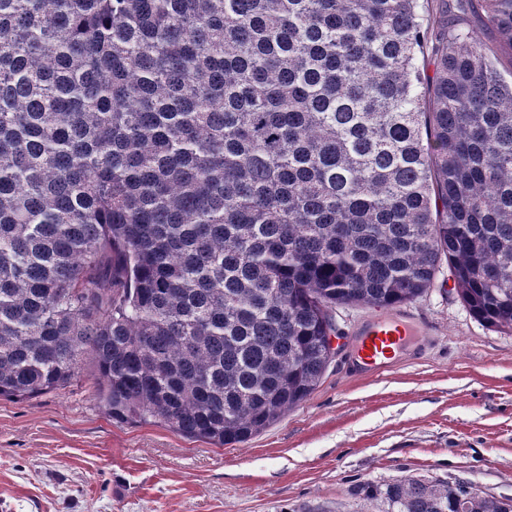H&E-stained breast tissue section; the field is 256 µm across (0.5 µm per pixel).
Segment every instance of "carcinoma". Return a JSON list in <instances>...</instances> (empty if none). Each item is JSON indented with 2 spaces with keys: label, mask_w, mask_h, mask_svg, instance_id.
I'll use <instances>...</instances> for the list:
<instances>
[{
  "label": "carcinoma",
  "mask_w": 512,
  "mask_h": 512,
  "mask_svg": "<svg viewBox=\"0 0 512 512\" xmlns=\"http://www.w3.org/2000/svg\"><path fill=\"white\" fill-rule=\"evenodd\" d=\"M512 0H0V397L80 377L222 447L304 402L342 305L441 263L512 329ZM388 512H506L357 485Z\"/></svg>",
  "instance_id": "cac0c4a2"
}]
</instances>
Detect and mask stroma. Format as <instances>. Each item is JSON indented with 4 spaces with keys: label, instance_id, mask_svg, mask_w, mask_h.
Listing matches in <instances>:
<instances>
[{
    "label": "stroma",
    "instance_id": "stroma-1",
    "mask_svg": "<svg viewBox=\"0 0 512 512\" xmlns=\"http://www.w3.org/2000/svg\"><path fill=\"white\" fill-rule=\"evenodd\" d=\"M409 329L384 374L359 356L372 319ZM342 348L311 395L217 447L112 419L85 360L69 386L0 398V512H384L355 487L468 482L512 498V331L487 327L447 267L396 309L337 308Z\"/></svg>",
    "mask_w": 512,
    "mask_h": 512
}]
</instances>
